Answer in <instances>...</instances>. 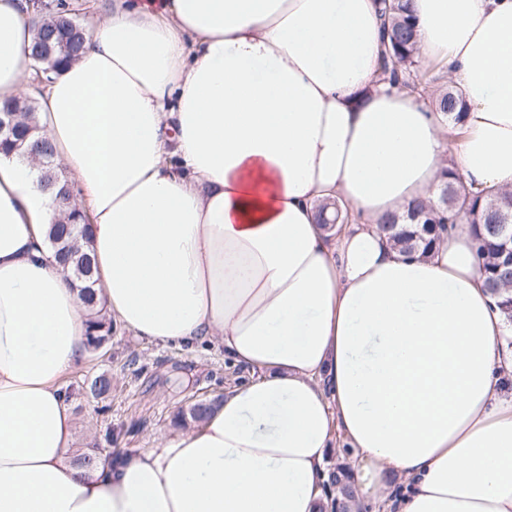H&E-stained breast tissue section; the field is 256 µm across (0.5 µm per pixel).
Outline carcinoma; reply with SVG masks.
<instances>
[{
	"instance_id": "1",
	"label": "carcinoma",
	"mask_w": 512,
	"mask_h": 512,
	"mask_svg": "<svg viewBox=\"0 0 512 512\" xmlns=\"http://www.w3.org/2000/svg\"><path fill=\"white\" fill-rule=\"evenodd\" d=\"M384 29V72L391 80L399 81V75L413 81L418 79L415 22L410 0H381L378 5ZM35 30L32 55L46 76L62 71L81 52L85 42V29L71 15L65 0H60L47 15L31 19ZM57 48L50 56H42L40 48L47 40ZM435 111L442 112L454 123L461 121L467 110L462 95L450 88L434 100ZM36 106L27 100L7 101L0 104V116L9 114L13 121V140L22 141L39 158V184L51 186L52 195L68 199L71 187L60 171L51 142L38 133L35 121ZM458 179L442 183L441 193L434 203L414 204L399 224L393 218L382 222V230L389 233L396 245L412 253L427 251L440 238L446 224H454L465 216L472 225L477 244L480 270L489 291L498 298V305L512 319V296L502 289L512 285V259L506 256L500 244L498 225L512 220V192L496 201L481 203L457 187ZM88 222L80 211L64 209L54 222V231L48 240L55 257L62 264L71 279L82 302L91 310L86 330V343L91 340L108 342L112 338V318L102 313L104 302L95 291L94 268L87 237ZM214 403L199 401L188 410L180 411L174 417L173 425L181 427L189 422H199L212 409ZM347 475L341 463L328 468L329 485L340 493V508L346 509L345 500L353 497Z\"/></svg>"
}]
</instances>
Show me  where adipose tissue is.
Masks as SVG:
<instances>
[{
	"label": "adipose tissue",
	"mask_w": 512,
	"mask_h": 512,
	"mask_svg": "<svg viewBox=\"0 0 512 512\" xmlns=\"http://www.w3.org/2000/svg\"><path fill=\"white\" fill-rule=\"evenodd\" d=\"M33 0H0V100L34 66ZM463 94L449 123L382 81L376 0H111L36 120L91 217L97 291L247 380L150 448L75 463L65 379L89 311L47 247L62 206L0 155V512H330L336 444L373 512H512V335L470 226L428 252L379 229L512 191V0H413ZM345 223L323 226L321 205Z\"/></svg>",
	"instance_id": "ef3b65f1"
}]
</instances>
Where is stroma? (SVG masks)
I'll use <instances>...</instances> for the list:
<instances>
[{"mask_svg":"<svg viewBox=\"0 0 512 512\" xmlns=\"http://www.w3.org/2000/svg\"><path fill=\"white\" fill-rule=\"evenodd\" d=\"M101 374L112 379V395L104 403L85 388L88 379ZM242 376L222 352L184 351L115 329L108 345L67 380L79 424L77 446L113 453L153 447L177 434L173 418L179 410L223 396Z\"/></svg>","mask_w":512,"mask_h":512,"instance_id":"35a3bbf8","label":"stroma"}]
</instances>
